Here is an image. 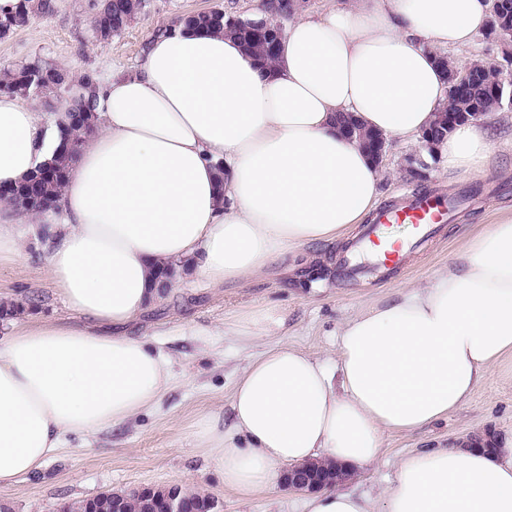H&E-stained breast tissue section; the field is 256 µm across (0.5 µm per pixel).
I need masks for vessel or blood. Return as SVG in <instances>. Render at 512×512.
I'll list each match as a JSON object with an SVG mask.
<instances>
[{"label":"vessel or blood","mask_w":512,"mask_h":512,"mask_svg":"<svg viewBox=\"0 0 512 512\" xmlns=\"http://www.w3.org/2000/svg\"><path fill=\"white\" fill-rule=\"evenodd\" d=\"M446 207L435 197L422 194L403 202L391 204L380 210L375 224L367 232L365 249H368L378 261L389 265L399 264L403 258L405 246L385 234L391 223L413 225L419 238H426L437 224L443 222Z\"/></svg>","instance_id":"b4317fda"}]
</instances>
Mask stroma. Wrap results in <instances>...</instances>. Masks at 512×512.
Returning a JSON list of instances; mask_svg holds the SVG:
<instances>
[{
    "instance_id": "1",
    "label": "stroma",
    "mask_w": 512,
    "mask_h": 512,
    "mask_svg": "<svg viewBox=\"0 0 512 512\" xmlns=\"http://www.w3.org/2000/svg\"><path fill=\"white\" fill-rule=\"evenodd\" d=\"M219 7L226 14L249 15L252 0H148V5L120 35L107 42L92 34L89 0H51L48 13L36 14L28 25L0 40V72L40 58L78 77L96 71L100 78L137 70L143 51L161 28L186 15ZM414 143L391 140L383 159L385 174L380 203L429 192L457 205L437 232L417 241L409 224H393L387 233L406 246L404 263L374 274H351L347 258L373 264L370 254H355L352 243L326 246L330 266L301 257H287V274L254 277L235 288H210L186 280L140 324L142 334L172 358L174 383L157 406L122 426L87 436H73L67 448L37 473L13 485L0 486V504L11 512H58L68 501L104 492L142 486H179L218 500L222 512H305L303 492L275 486L270 492L239 500L225 490L219 476L196 446L201 416L210 410L229 411L235 382L249 362L270 347L267 339L243 344L223 335L227 313L252 302L287 306L290 328L284 341L323 360L335 357L336 332L342 321L367 298H384L396 289L428 280L447 265L463 242L495 223L499 212L512 207V145L498 146L490 173L448 172L438 159L427 158L422 176L406 174ZM25 258L0 266V301L22 305L17 320L40 317L58 321L71 311L58 297L35 243ZM486 427L512 429V358L492 368L468 403L448 417L411 434L395 433L384 443L377 466L349 488L380 499L394 479L399 458L411 451L447 446L449 440Z\"/></svg>"
}]
</instances>
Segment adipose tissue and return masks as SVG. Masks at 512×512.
<instances>
[{"label": "adipose tissue", "mask_w": 512, "mask_h": 512, "mask_svg": "<svg viewBox=\"0 0 512 512\" xmlns=\"http://www.w3.org/2000/svg\"><path fill=\"white\" fill-rule=\"evenodd\" d=\"M491 0H354L298 15L272 68L223 31L185 23L149 40L137 72L97 87L99 116L62 188L63 223L0 203V262L42 245L72 325L32 321L0 340V485L34 474L72 435L119 426L172 386L170 357L130 333L167 294L160 272L211 286L265 274L286 253L351 238L374 208L379 166L339 114L389 138L429 127L446 99L439 49L484 32ZM488 119L438 147L449 170L488 172ZM58 145L54 123L0 95V185L26 181ZM245 342L288 333V310L254 303L225 317ZM512 356V212L425 283L370 298L339 327L328 368L282 343L238 377L231 416L203 415L197 446L248 499L286 466L378 463L386 435L463 407ZM402 456L381 504L336 489L306 512H512V430Z\"/></svg>", "instance_id": "obj_1"}]
</instances>
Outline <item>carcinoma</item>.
<instances>
[{"instance_id": "cac0c4a2", "label": "carcinoma", "mask_w": 512, "mask_h": 512, "mask_svg": "<svg viewBox=\"0 0 512 512\" xmlns=\"http://www.w3.org/2000/svg\"><path fill=\"white\" fill-rule=\"evenodd\" d=\"M298 4L296 0H264L263 14L257 18H232L221 8H214L205 13H194L184 18L186 24L198 29H208L224 26V31L236 35L244 42L248 50L267 65L275 62V55L267 52L266 48L254 36L255 24H267L278 32L280 26L275 17L292 14ZM92 11V32L96 40L107 42L113 36L124 31L131 22L140 15L145 5L139 0H97L90 4ZM32 0H19L18 10L0 18V38L9 36L16 28L28 24L33 16ZM440 64L448 84L447 103L440 112H459L472 104L484 112H491L502 106L492 91L490 85L480 81L463 89L455 87L452 76L448 73V57H440ZM99 78L93 72H87L79 79L72 78L63 68L44 61L34 59L20 67L9 70L0 76V92L30 96L36 89L43 88L44 93L65 94L62 107L64 118L59 120L58 127L61 138V153L50 162L62 175L46 177L40 182L41 194L57 201L63 184V174L67 173L68 162L76 157L81 146L80 133L84 124L78 122V116L93 113L97 108L96 91ZM168 489L157 487L150 494L139 490H126L101 494L92 499L68 502L62 506L61 512H155L156 498L166 495Z\"/></svg>"}]
</instances>
